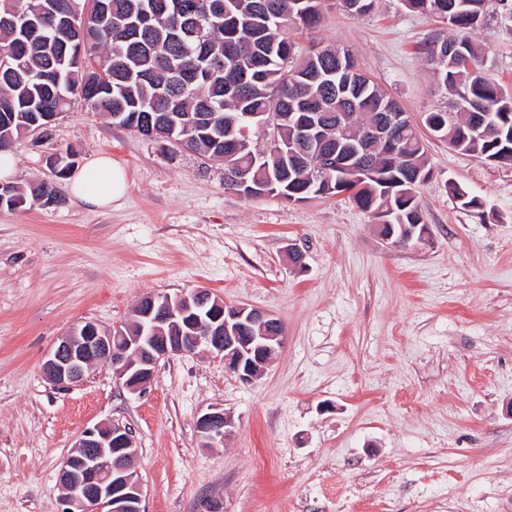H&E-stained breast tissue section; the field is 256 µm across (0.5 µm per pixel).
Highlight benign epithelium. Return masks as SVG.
<instances>
[{"label":"benign epithelium","instance_id":"obj_1","mask_svg":"<svg viewBox=\"0 0 512 512\" xmlns=\"http://www.w3.org/2000/svg\"><path fill=\"white\" fill-rule=\"evenodd\" d=\"M405 112H389L384 122L363 130L367 139L380 138L403 124ZM408 224L378 225L381 240L405 247L429 240L427 230L415 235ZM138 328L103 330L92 322L75 326L59 337L42 364L46 378L68 386L83 380L98 361L112 365L126 390L142 392L153 381L158 363L203 346L224 361L243 382L260 377L283 345L284 326L269 311L248 305H228L207 288H192L174 296L148 295L138 305ZM203 443L216 447L231 435L232 419L214 406L197 420ZM78 456L67 457L60 469L64 490L62 512H142L143 486L132 465L135 437L130 427L98 424L85 429L77 443Z\"/></svg>","mask_w":512,"mask_h":512}]
</instances>
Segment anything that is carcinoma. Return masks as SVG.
<instances>
[{
	"instance_id": "obj_1",
	"label": "carcinoma",
	"mask_w": 512,
	"mask_h": 512,
	"mask_svg": "<svg viewBox=\"0 0 512 512\" xmlns=\"http://www.w3.org/2000/svg\"><path fill=\"white\" fill-rule=\"evenodd\" d=\"M69 0H0V14L20 6L23 21L0 26V53L13 57L0 74V149L59 115L78 97L121 126L158 142L224 165V175L244 169L246 199L265 192L307 201L352 192L377 224H421L418 193L431 174L428 150L410 123L380 142H364L360 129L386 112H401L359 69L347 47L297 51L293 35L322 23L324 0H224V15L206 13L208 0L179 16L154 9L156 0H75L85 14L78 57L66 48L72 33L59 25L49 3ZM406 8L448 23L424 48L438 83L462 101L457 122L431 111L425 124L462 154L490 163L512 158V92L483 74L486 49L470 31L489 17L512 24V0H403ZM150 27H140L146 15ZM253 114L272 119L264 147L253 139ZM319 120V135L305 141L299 122ZM488 129L484 136L473 130ZM464 209L483 202L457 185ZM45 205L60 201L46 184L30 189ZM26 201L13 184L0 188V207Z\"/></svg>"
}]
</instances>
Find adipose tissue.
Listing matches in <instances>:
<instances>
[{
	"instance_id": "adipose-tissue-1",
	"label": "adipose tissue",
	"mask_w": 512,
	"mask_h": 512,
	"mask_svg": "<svg viewBox=\"0 0 512 512\" xmlns=\"http://www.w3.org/2000/svg\"><path fill=\"white\" fill-rule=\"evenodd\" d=\"M128 190L122 164L108 155L91 156L83 169L68 179L72 200L89 209L100 210L124 198Z\"/></svg>"
}]
</instances>
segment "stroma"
Returning a JSON list of instances; mask_svg holds the SVG:
<instances>
[{
  "label": "stroma",
  "instance_id": "stroma-1",
  "mask_svg": "<svg viewBox=\"0 0 512 512\" xmlns=\"http://www.w3.org/2000/svg\"><path fill=\"white\" fill-rule=\"evenodd\" d=\"M440 18L376 0L365 17L327 0L302 46L339 43L420 123L447 106L419 46ZM490 79L512 88V34L472 33ZM428 242L383 243L348 195L288 203L225 190L224 171L75 101L47 137L13 141L14 185L56 182L61 203L0 208V512H60L59 471L82 431L135 434L143 512H512V166L458 153L421 127ZM122 162L121 205L72 201L49 160ZM479 196L462 208L449 182ZM305 255L294 270L289 247ZM204 287L273 313L286 340L244 383L205 349L161 361L129 393L111 364L70 387L42 363L85 321L129 323L147 294ZM233 422L207 448L209 407Z\"/></svg>",
  "mask_w": 512,
  "mask_h": 512
}]
</instances>
